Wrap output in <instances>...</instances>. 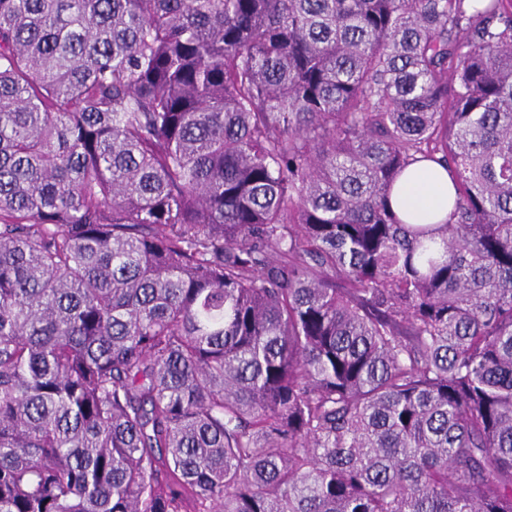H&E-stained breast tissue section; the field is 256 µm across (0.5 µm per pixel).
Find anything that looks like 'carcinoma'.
I'll list each match as a JSON object with an SVG mask.
<instances>
[{"label":"carcinoma","instance_id":"carcinoma-1","mask_svg":"<svg viewBox=\"0 0 512 512\" xmlns=\"http://www.w3.org/2000/svg\"><path fill=\"white\" fill-rule=\"evenodd\" d=\"M0 512H512V0H0ZM455 190L451 175L440 166L426 162L410 165L396 184L392 207L408 223L421 215L427 224L450 221ZM424 223V224H425Z\"/></svg>","mask_w":512,"mask_h":512}]
</instances>
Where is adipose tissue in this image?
<instances>
[{
	"mask_svg": "<svg viewBox=\"0 0 512 512\" xmlns=\"http://www.w3.org/2000/svg\"><path fill=\"white\" fill-rule=\"evenodd\" d=\"M455 190L448 171L440 166L418 162L410 165L396 184L391 198L393 208L408 222L423 217L427 223L450 220Z\"/></svg>",
	"mask_w": 512,
	"mask_h": 512,
	"instance_id": "obj_1",
	"label": "adipose tissue"
}]
</instances>
